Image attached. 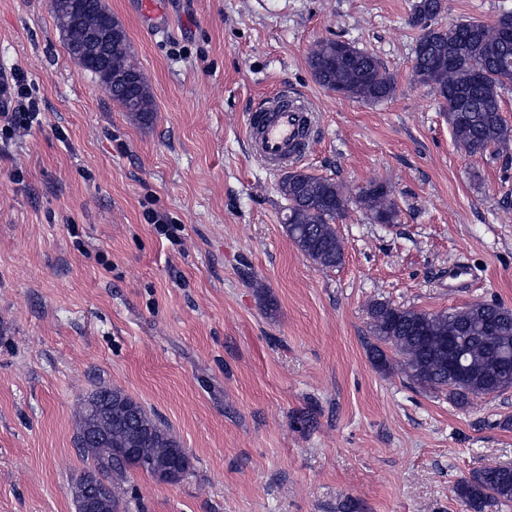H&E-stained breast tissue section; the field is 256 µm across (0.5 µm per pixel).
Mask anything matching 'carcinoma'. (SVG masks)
I'll return each mask as SVG.
<instances>
[{
	"mask_svg": "<svg viewBox=\"0 0 512 512\" xmlns=\"http://www.w3.org/2000/svg\"><path fill=\"white\" fill-rule=\"evenodd\" d=\"M444 10V0H415L412 5L409 24L422 31L414 55L415 80L441 98L460 149L469 155L506 149L512 145V126L501 115V92L512 83V12L501 14L490 25L457 22L458 34L450 36L435 27ZM98 20L94 0H89L85 20L62 31L67 48L84 43ZM126 43L123 36L112 44V69L135 77L138 97L132 111L145 118L153 111V97ZM450 56L455 59L452 65ZM308 64L320 86L357 102L380 103L396 89L393 76L377 56L349 42H315ZM278 191L288 201L285 229L296 248L321 267L341 265L344 247L334 223L353 200L344 186L332 178L298 172L288 181H279ZM353 201L378 224L397 222L398 211L384 183H370ZM369 314L376 340L373 360L387 366L381 345L388 346L398 357L399 371L420 388L446 390L459 406L512 388V309L476 302L453 312L429 313L376 301ZM451 344L463 357L462 370L452 377L448 357L440 356L441 349ZM76 439L89 469L104 472L108 491L80 482L74 501L99 495L106 512L120 509L115 486L128 479L129 466L119 455L126 443L138 442L140 469L151 476L165 464L176 466L183 460L184 449L169 430L118 389L100 388L81 402ZM456 493L471 512H482L489 498L512 507V467H482L458 483Z\"/></svg>",
	"mask_w": 512,
	"mask_h": 512,
	"instance_id": "carcinoma-1",
	"label": "carcinoma"
}]
</instances>
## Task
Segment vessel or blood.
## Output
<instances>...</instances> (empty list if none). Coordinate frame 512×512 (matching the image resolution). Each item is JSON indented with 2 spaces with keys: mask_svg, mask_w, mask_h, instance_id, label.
I'll use <instances>...</instances> for the list:
<instances>
[{
  "mask_svg": "<svg viewBox=\"0 0 512 512\" xmlns=\"http://www.w3.org/2000/svg\"><path fill=\"white\" fill-rule=\"evenodd\" d=\"M316 135L307 100L285 89L264 99L247 118L246 137L255 156L270 169L301 161Z\"/></svg>",
  "mask_w": 512,
  "mask_h": 512,
  "instance_id": "b4317fda",
  "label": "vessel or blood"
}]
</instances>
